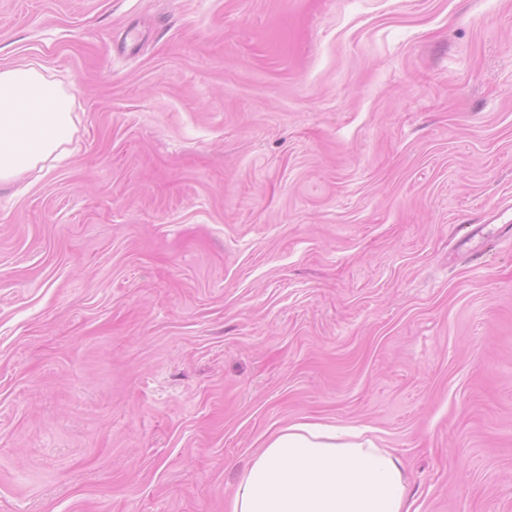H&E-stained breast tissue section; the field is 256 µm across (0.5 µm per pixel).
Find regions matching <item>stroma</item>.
<instances>
[{
	"label": "stroma",
	"instance_id": "stroma-1",
	"mask_svg": "<svg viewBox=\"0 0 512 512\" xmlns=\"http://www.w3.org/2000/svg\"><path fill=\"white\" fill-rule=\"evenodd\" d=\"M75 97L0 186V512H226L355 426L512 512V0H0Z\"/></svg>",
	"mask_w": 512,
	"mask_h": 512
}]
</instances>
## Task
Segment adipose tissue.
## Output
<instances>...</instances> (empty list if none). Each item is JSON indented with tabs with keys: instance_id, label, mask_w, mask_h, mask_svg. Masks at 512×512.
<instances>
[{
	"instance_id": "obj_1",
	"label": "adipose tissue",
	"mask_w": 512,
	"mask_h": 512,
	"mask_svg": "<svg viewBox=\"0 0 512 512\" xmlns=\"http://www.w3.org/2000/svg\"><path fill=\"white\" fill-rule=\"evenodd\" d=\"M75 100L40 64L0 68V185L70 152ZM229 512H410L400 459L363 430L296 422L242 472Z\"/></svg>"
}]
</instances>
